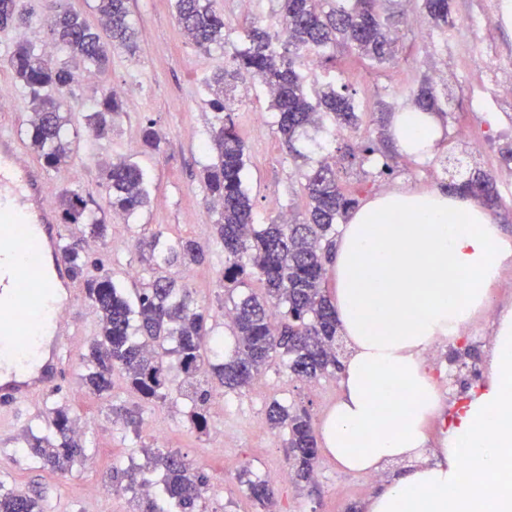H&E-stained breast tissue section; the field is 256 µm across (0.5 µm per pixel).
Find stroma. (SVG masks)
I'll return each instance as SVG.
<instances>
[{
    "mask_svg": "<svg viewBox=\"0 0 512 512\" xmlns=\"http://www.w3.org/2000/svg\"><path fill=\"white\" fill-rule=\"evenodd\" d=\"M456 28L449 39H442L428 20L408 11L405 0H394V9L404 18L395 29L401 51L396 61L384 66L337 52L335 60L306 55L298 65L310 87L323 84L346 85L355 92L362 112L361 135L372 134L373 121L385 104L395 103V94L419 82L423 75L438 70L448 75V85L461 105L443 119L445 134L430 156L419 158L394 149L376 153L369 159L354 158L346 151L336 153L341 181L346 191L365 201L388 190L414 186L441 188L451 176L447 157L465 150L469 137L483 141L473 158L481 170L490 172L498 185H512V165L501 159L500 149L512 145V112L490 108L489 70L504 61H512V20L503 25L486 23L472 26L471 20L488 5L504 10V0H452ZM136 28L139 51L128 57L116 50L107 74L82 78L73 103L76 122H83L103 90L120 89L123 113L109 137L101 139L82 135L73 159L59 169L49 171L47 200L57 205L64 189H76L96 202H103L101 176L104 166L117 156L128 153L145 170L150 202L143 208L135 225L113 220L112 238L107 247L88 243L92 257H106L117 279L133 286L129 269L139 268L133 248L136 235L161 231L173 240L190 237L208 246L202 265L184 268L168 266L167 272L189 288L199 304L208 306L212 320L224 321V254L214 242V218L206 208V192L201 171L210 160L211 109L205 78L228 63L227 55L206 53L190 44L176 20L175 0H128ZM214 6L224 16V35L229 46H237L246 17L274 21L279 0H255L251 13L239 11L235 0H215ZM0 88L12 98L13 106L0 109V130L11 132L19 143L23 164H36L29 148L30 111L19 82L6 63L0 61ZM229 104L247 156L245 184L257 223L263 224L278 213L304 212L307 196L302 159L282 148L276 135L277 116L260 82L251 77L236 81ZM154 123L163 138L160 153L131 152L139 141L145 123ZM392 167V174H382V167ZM490 312L474 316L455 344L441 342L434 346V361L427 368L441 392V413L427 425V440L418 464L434 462L433 452L440 447L443 431L470 393L478 392L480 383L471 382L472 370H486L497 334L500 315L512 312V263L503 265L498 279L489 287ZM80 333L71 344L72 357L67 363L56 396L64 398L86 429L93 468L76 466L67 476H60L32 464L18 452V438L24 426L42 419L51 402L41 398L23 411L18 424L0 433V479L24 493H37L48 512H82L89 487L103 490L101 512H130L127 495L113 491L110 478L113 467H124L140 460L141 445L164 441L166 447L181 450L210 479L206 507L208 512H263L249 499L238 481L242 469H250L277 485L278 512H350L364 503L382 486L407 470L404 462L391 463L374 480L365 474L348 471L328 454H321L314 486L283 485L278 473L286 466L283 437L271 432L265 423V411L273 400L307 408L315 431H322L324 421L342 391L341 376L321 379L319 390H310L280 366H271L253 384L239 394L216 392L211 405V423L207 434L200 435L183 421L179 405L153 404L145 408L139 439L126 437L107 418L104 403L88 394L78 383V363L98 331L97 316L88 305L76 307ZM471 349L475 369H450L452 350Z\"/></svg>",
    "mask_w": 512,
    "mask_h": 512,
    "instance_id": "obj_1",
    "label": "stroma"
}]
</instances>
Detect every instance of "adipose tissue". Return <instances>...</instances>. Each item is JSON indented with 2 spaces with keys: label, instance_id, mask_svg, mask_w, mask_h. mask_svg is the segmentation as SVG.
I'll return each instance as SVG.
<instances>
[{
  "label": "adipose tissue",
  "instance_id": "obj_1",
  "mask_svg": "<svg viewBox=\"0 0 512 512\" xmlns=\"http://www.w3.org/2000/svg\"><path fill=\"white\" fill-rule=\"evenodd\" d=\"M392 129L416 156L443 137L430 112L396 113ZM509 261L512 242L462 192L396 188L352 213L332 270L350 349L342 396L323 425L336 463L373 472L420 454L441 401L426 354L489 306L487 287ZM489 364L486 390L452 420L437 460L401 474L366 512H512V314L500 320Z\"/></svg>",
  "mask_w": 512,
  "mask_h": 512
}]
</instances>
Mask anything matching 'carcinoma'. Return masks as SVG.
Returning a JSON list of instances; mask_svg holds the SVG:
<instances>
[{
  "mask_svg": "<svg viewBox=\"0 0 512 512\" xmlns=\"http://www.w3.org/2000/svg\"><path fill=\"white\" fill-rule=\"evenodd\" d=\"M272 24L255 20L245 28L243 47L233 49L231 68L212 73L206 86L212 90L211 162L203 170L208 211L215 214L216 243L224 251V311L231 314L229 329L234 350L224 357V336L209 325L208 310L199 305L189 289L177 287L164 268L176 261L183 266L201 264L202 245L190 238L175 242L157 231L139 236L135 246L142 266L141 287L130 295L116 285L112 269L90 259L83 239L106 243L110 224L106 215L128 222L148 200L145 173L121 156L104 171L107 209L76 189L59 199L60 221L80 236L67 235L61 258L81 288L84 302L99 317V331L82 357L80 383L86 390L109 401L112 422L139 437L143 404L179 401L191 428L208 426V408L215 380L224 390L248 387L261 371L278 361L297 379L315 382L341 369L336 356L338 323L326 288L325 263L329 260L336 224L346 220L358 198L340 184L332 151V133L356 132L361 127L353 94L331 88L312 98L305 76L296 66L301 53L313 51L333 59L341 47L363 60L385 64L398 53L391 31L398 23L383 11L385 0H280ZM98 25L57 0L46 20L47 42H21L7 53L5 63L27 89L30 105L29 147L49 169L68 163L74 153L68 103L76 98L80 78L86 73L108 71L112 51H137L136 32L127 0H97ZM422 13L439 31L456 28L452 0H421ZM178 25L184 37L209 53L226 50L224 18L212 0H176ZM37 16L32 0H0V28L17 18ZM243 73L258 78L272 89L271 108L277 112L282 146L296 156L302 143L320 153L304 173L309 199L307 211L285 223L276 216L267 224H254L250 198L243 188L245 145L230 108L224 103L227 79ZM402 105L421 112L446 115L440 102L452 92L439 95L430 79L401 91ZM120 98L107 91L85 115L90 136L104 138L112 132L121 112ZM375 139L364 138L346 146L365 159L391 143L386 113L379 118ZM322 132L311 137L309 131ZM162 136L153 123L142 126L139 153L161 152ZM463 189L491 212L501 206L493 175L468 166ZM255 278L263 285L260 295L243 294L240 288ZM119 372L140 397L131 406L112 400V376ZM267 422L286 435L288 469L293 482L314 483L319 445L310 414L304 408L272 401ZM24 456L61 475L88 459L83 434L64 400L48 407L46 420L28 426L21 436ZM144 463H130L113 473L115 490L130 495L133 512H205L208 476L193 468L178 450L142 447ZM157 473L151 496L139 494L142 484ZM249 496L265 512H275L276 488L250 470L242 474ZM0 512H45L42 498L16 491L0 481Z\"/></svg>",
  "mask_w": 512,
  "mask_h": 512,
  "instance_id": "cac0c4a2",
  "label": "carcinoma"
}]
</instances>
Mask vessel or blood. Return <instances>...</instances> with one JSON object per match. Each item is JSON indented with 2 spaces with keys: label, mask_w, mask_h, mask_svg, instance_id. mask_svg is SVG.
I'll return each instance as SVG.
<instances>
[{
  "label": "vessel or blood",
  "mask_w": 512,
  "mask_h": 512,
  "mask_svg": "<svg viewBox=\"0 0 512 512\" xmlns=\"http://www.w3.org/2000/svg\"><path fill=\"white\" fill-rule=\"evenodd\" d=\"M17 142L0 132V212L16 211L23 222L38 225L40 234L18 233L17 222L0 224V248L25 256L59 254L63 227L46 203L47 178L36 166L18 161ZM64 263H57L52 281L41 265L18 263L0 270V427L15 420L20 408L54 388L65 362L62 344L77 334L72 310L79 298Z\"/></svg>",
  "instance_id": "1"
}]
</instances>
